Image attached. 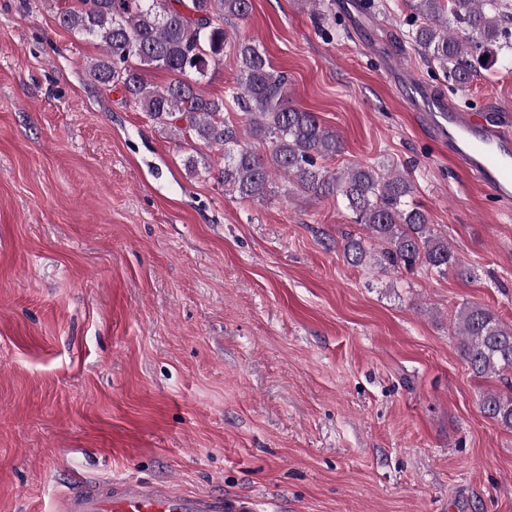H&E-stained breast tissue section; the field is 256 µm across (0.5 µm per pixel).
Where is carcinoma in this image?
Wrapping results in <instances>:
<instances>
[{
    "label": "carcinoma",
    "instance_id": "carcinoma-1",
    "mask_svg": "<svg viewBox=\"0 0 512 512\" xmlns=\"http://www.w3.org/2000/svg\"><path fill=\"white\" fill-rule=\"evenodd\" d=\"M411 41L456 88H465L477 68L489 70L512 51V12L501 0H409ZM59 26L91 39L102 55L89 67L93 81L119 87L161 128L187 134L222 152L219 182L244 201H264L276 194L274 177L287 180L313 199L341 197L352 221L365 236L345 239L348 264L372 260L385 273L427 267L439 275L454 271L471 278V269L448 248V238L429 224L413 201L412 179L397 169L355 165L330 172L324 162L343 150L336 131L313 112L291 103L288 75L274 68L265 50L243 38L235 48L236 91L232 101L244 123L225 114L224 98L210 97L198 84L223 63L224 25L243 21L251 0H77L54 6ZM173 75L154 86L144 70ZM265 144L266 155L251 144ZM455 334L461 355L474 376L512 371V325L490 309L466 304L457 314ZM483 413L512 429V396L487 392Z\"/></svg>",
    "mask_w": 512,
    "mask_h": 512
}]
</instances>
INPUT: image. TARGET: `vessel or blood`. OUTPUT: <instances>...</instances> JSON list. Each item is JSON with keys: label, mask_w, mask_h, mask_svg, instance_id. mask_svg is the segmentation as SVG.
I'll list each match as a JSON object with an SVG mask.
<instances>
[{"label": "vessel or blood", "mask_w": 512, "mask_h": 512, "mask_svg": "<svg viewBox=\"0 0 512 512\" xmlns=\"http://www.w3.org/2000/svg\"><path fill=\"white\" fill-rule=\"evenodd\" d=\"M427 119L448 156L502 205L512 204V110L464 111L429 97ZM246 501L185 494L147 481L115 478L66 491L59 512H249Z\"/></svg>", "instance_id": "1"}]
</instances>
